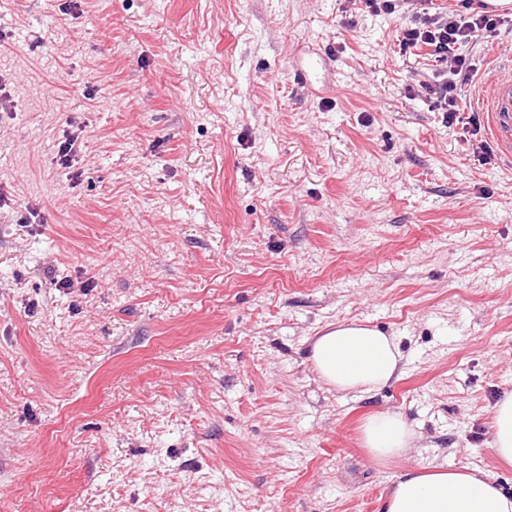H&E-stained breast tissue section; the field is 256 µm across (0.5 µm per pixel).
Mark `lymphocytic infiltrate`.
Here are the masks:
<instances>
[{
  "label": "lymphocytic infiltrate",
  "mask_w": 512,
  "mask_h": 512,
  "mask_svg": "<svg viewBox=\"0 0 512 512\" xmlns=\"http://www.w3.org/2000/svg\"><path fill=\"white\" fill-rule=\"evenodd\" d=\"M354 9L375 15L400 18L396 32L399 51L410 54L421 46L431 48V56L443 73L442 79L425 84L424 89L434 108L443 112L448 125L462 122L476 124L477 115H464L459 102L465 84L477 70L465 55L456 51L463 43L478 44L495 33L503 17L473 8L470 0H461L459 12H432L422 8L409 10L406 0H349Z\"/></svg>",
  "instance_id": "f902f5d3"
}]
</instances>
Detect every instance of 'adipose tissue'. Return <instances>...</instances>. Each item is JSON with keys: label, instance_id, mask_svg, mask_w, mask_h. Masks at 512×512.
<instances>
[{"label": "adipose tissue", "instance_id": "obj_1", "mask_svg": "<svg viewBox=\"0 0 512 512\" xmlns=\"http://www.w3.org/2000/svg\"><path fill=\"white\" fill-rule=\"evenodd\" d=\"M310 361L326 386L339 393L375 391L401 375L402 354L395 337L359 321L324 327L310 343ZM365 448L380 461L406 455L417 435L399 413H379L362 426ZM493 452L512 465V393L493 407ZM384 512H512V493L468 467L416 466L393 483Z\"/></svg>", "mask_w": 512, "mask_h": 512}]
</instances>
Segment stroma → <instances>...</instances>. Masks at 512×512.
Returning a JSON list of instances; mask_svg holds the SVG:
<instances>
[{"label":"stroma","instance_id":"stroma-1","mask_svg":"<svg viewBox=\"0 0 512 512\" xmlns=\"http://www.w3.org/2000/svg\"><path fill=\"white\" fill-rule=\"evenodd\" d=\"M0 0V512H381L419 464L477 467L512 392V161L479 162L345 0ZM333 51L327 82L292 76ZM460 54L464 102L512 22ZM81 124L74 164L53 158ZM35 223H26L28 212ZM395 336L402 374L351 396L326 325ZM420 437L379 461L373 413Z\"/></svg>","mask_w":512,"mask_h":512}]
</instances>
